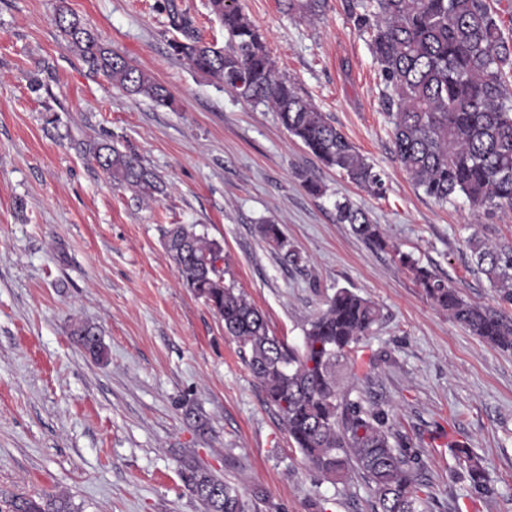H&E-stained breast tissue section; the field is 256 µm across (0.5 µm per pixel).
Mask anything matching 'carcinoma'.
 I'll use <instances>...</instances> for the list:
<instances>
[{
  "instance_id": "cac0c4a2",
  "label": "carcinoma",
  "mask_w": 512,
  "mask_h": 512,
  "mask_svg": "<svg viewBox=\"0 0 512 512\" xmlns=\"http://www.w3.org/2000/svg\"><path fill=\"white\" fill-rule=\"evenodd\" d=\"M288 12L315 20L327 0H284ZM227 35L220 46L202 39L191 20L171 6L170 23L182 35L171 55L232 89L239 97L277 113L281 125L325 166L373 195L384 191L381 173L295 84L276 72L261 35L236 0H210ZM355 27L369 35L385 85L382 105L391 124V149L416 189L438 203L464 197L473 212L512 209V40L505 36L502 0H348ZM56 22L69 47L88 67L133 95L171 104L166 89L123 55L100 43L75 15L59 7ZM90 152L112 179L145 195L159 191L156 175L115 146ZM336 222L379 246L378 225L349 200L335 203ZM477 270L499 300L512 305V243L466 240ZM165 248L184 287L205 299L224 331L248 351V366L264 402L275 409L307 464L338 480L357 471L367 483L371 512H423L430 485L420 478L422 450L395 431L389 414L340 387L337 372L381 316L380 308L347 288L337 289L308 323L301 345L269 329L244 291L224 283L216 266L221 244L193 224H172ZM426 297L471 334L512 351V316L468 301L461 289L396 251ZM73 334L97 360L105 357L98 328L82 323ZM470 484L483 489L486 467L464 445L455 447ZM180 476L204 512H249L245 494L203 466L188 462ZM5 512H73L64 493L24 494Z\"/></svg>"
}]
</instances>
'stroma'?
I'll return each mask as SVG.
<instances>
[{"instance_id":"stroma-1","label":"stroma","mask_w":512,"mask_h":512,"mask_svg":"<svg viewBox=\"0 0 512 512\" xmlns=\"http://www.w3.org/2000/svg\"><path fill=\"white\" fill-rule=\"evenodd\" d=\"M62 4L172 106L91 71L56 24ZM173 4L224 43L208 0H0V507L63 492L75 512H204L180 477L196 461L263 492L256 512H370L361 477L337 482L304 462L223 321L183 286L164 231L192 224L222 244L225 282L291 344L337 289L378 305L342 388L389 410L423 449L428 512L472 500L476 512H512V352L434 308L394 257L411 254L467 300L498 307L465 241H512V210L476 216L464 198L441 205L415 189L346 0L312 22L282 0L238 5L279 73L382 172L379 197L324 166L275 112L175 60ZM97 142L136 156L160 193L113 181L89 152ZM342 198L368 211L385 247L337 223ZM267 223L298 263L264 240ZM83 322L98 327L103 361L75 342ZM461 442L487 468L482 491L454 456Z\"/></svg>"}]
</instances>
